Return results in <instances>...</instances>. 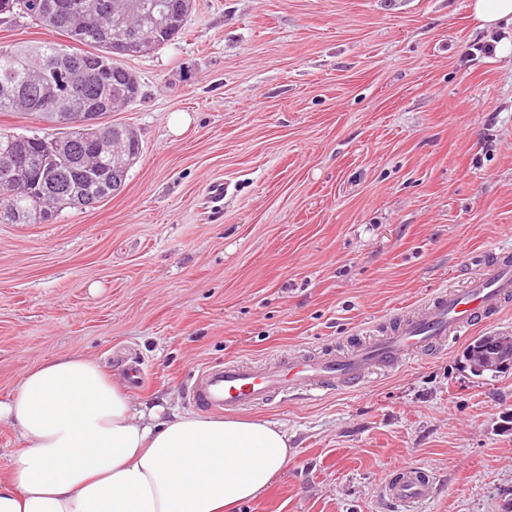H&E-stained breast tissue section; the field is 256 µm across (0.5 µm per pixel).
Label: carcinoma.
<instances>
[{
  "label": "carcinoma",
  "instance_id": "cac0c4a2",
  "mask_svg": "<svg viewBox=\"0 0 512 512\" xmlns=\"http://www.w3.org/2000/svg\"><path fill=\"white\" fill-rule=\"evenodd\" d=\"M87 0H0V15L30 19L66 36L70 44L39 42L0 45V113L37 114L61 127L52 136H28L0 129V161L15 164L14 178L0 182V220L11 224L52 221L65 208H93L120 190L129 165L142 146L136 136L113 125L124 155L112 156V140L98 147L95 137L69 126L86 112L104 116L112 103L127 106L140 96L137 77L119 52L143 24L158 20L151 40L139 50L149 54L183 34L188 0H96L97 17H80ZM480 336L463 351L464 367L476 376L512 368V358L492 366L480 358L494 341Z\"/></svg>",
  "mask_w": 512,
  "mask_h": 512
}]
</instances>
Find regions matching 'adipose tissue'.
Wrapping results in <instances>:
<instances>
[{"instance_id": "adipose-tissue-1", "label": "adipose tissue", "mask_w": 512, "mask_h": 512, "mask_svg": "<svg viewBox=\"0 0 512 512\" xmlns=\"http://www.w3.org/2000/svg\"><path fill=\"white\" fill-rule=\"evenodd\" d=\"M1 422L23 447L0 479V512H237L291 457L278 423L137 409L84 356L28 371Z\"/></svg>"}]
</instances>
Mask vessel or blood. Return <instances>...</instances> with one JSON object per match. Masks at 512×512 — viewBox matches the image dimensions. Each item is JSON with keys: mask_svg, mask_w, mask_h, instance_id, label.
<instances>
[{"mask_svg": "<svg viewBox=\"0 0 512 512\" xmlns=\"http://www.w3.org/2000/svg\"><path fill=\"white\" fill-rule=\"evenodd\" d=\"M462 287L444 289L417 310L398 315L382 335L351 350L276 358L268 364L237 361L198 371L186 386L193 404L238 412L303 392L357 389L379 370H397L412 352L441 347L512 302V252L478 253ZM392 503H419L434 495L429 475L418 466L398 464L383 490Z\"/></svg>", "mask_w": 512, "mask_h": 512, "instance_id": "1", "label": "vessel or blood"}]
</instances>
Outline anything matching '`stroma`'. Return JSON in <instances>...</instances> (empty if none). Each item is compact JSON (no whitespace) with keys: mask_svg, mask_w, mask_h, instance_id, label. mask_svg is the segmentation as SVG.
Returning a JSON list of instances; mask_svg holds the SVG:
<instances>
[{"mask_svg":"<svg viewBox=\"0 0 512 512\" xmlns=\"http://www.w3.org/2000/svg\"><path fill=\"white\" fill-rule=\"evenodd\" d=\"M469 5L194 0L182 37L125 60L141 95L107 120L143 151L122 191L0 222V400L80 355L191 413L202 367L345 351L512 250V53H474L501 34ZM508 333L512 306L365 388L253 408L292 456L241 512H406L381 493L401 463L437 484L414 512H512V369L461 362ZM495 339L496 336H480L469 343L462 355L464 367L468 368L476 376L490 375L491 377H496V374L504 372L503 370L511 369V357L506 359L507 363H504V360L498 362L501 352L505 348L506 342H508L507 338L501 336L497 340ZM485 346H487V353L484 360L489 363L497 362L495 366L484 363L481 360L480 354Z\"/></svg>","mask_w":512,"mask_h":512,"instance_id":"stroma-1","label":"stroma"}]
</instances>
